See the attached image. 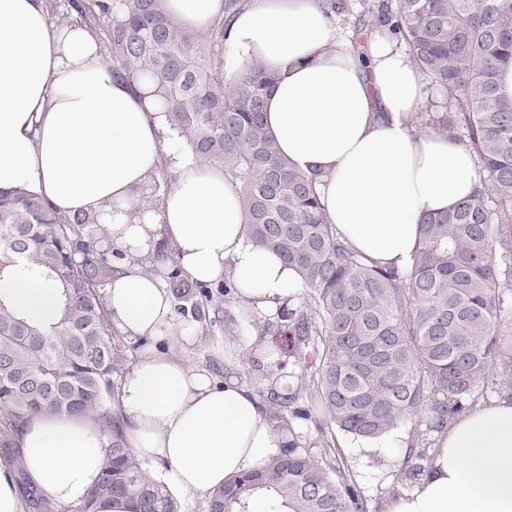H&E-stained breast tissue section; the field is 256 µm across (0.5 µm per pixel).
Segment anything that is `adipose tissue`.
Masks as SVG:
<instances>
[{"mask_svg":"<svg viewBox=\"0 0 512 512\" xmlns=\"http://www.w3.org/2000/svg\"><path fill=\"white\" fill-rule=\"evenodd\" d=\"M182 25L205 28L224 0H164ZM228 42L237 60L275 73L264 123L279 152L323 173L321 203L346 244L375 264L404 268L424 215L448 210L478 183L474 155L448 134L415 133L428 82L395 36H376L360 64L317 0H250ZM170 190L154 195L162 171ZM0 187L48 200L61 214H99L118 267L105 294L128 340L185 342L166 281L176 262L191 279L234 284L252 313L279 319L302 294L295 269L252 244L238 188L200 164L164 115L147 79H114L82 23L54 26L44 0H0ZM51 319L56 293L19 274L0 286ZM241 345L225 346L223 384L186 359L139 353L119 385L128 447L168 461L177 493L205 495L288 445L255 391L235 375ZM414 488L387 512H512V395L435 432ZM107 437L92 415L45 413L18 437L19 461L48 500H82L97 482Z\"/></svg>","mask_w":512,"mask_h":512,"instance_id":"obj_1","label":"adipose tissue"}]
</instances>
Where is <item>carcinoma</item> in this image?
Wrapping results in <instances>:
<instances>
[{
  "label": "carcinoma",
  "mask_w": 512,
  "mask_h": 512,
  "mask_svg": "<svg viewBox=\"0 0 512 512\" xmlns=\"http://www.w3.org/2000/svg\"><path fill=\"white\" fill-rule=\"evenodd\" d=\"M248 0H224L203 31L183 28L163 0H46L54 22L79 18L95 36L112 76L145 75L164 93L167 120L195 156L218 162L241 190L247 235L278 253L302 280L300 303L281 314L300 385L268 388L269 417L322 420L323 454L288 447L263 467L213 491L207 512H368L367 499L336 459L328 433L380 439L411 424L412 443L395 452L429 462L427 435L453 422L483 391H512V102L498 92L512 65V0H359L393 32L437 90L457 104L439 123L478 162L474 193L420 224L404 270L382 268L340 241L320 202L321 175L282 157L261 114L275 75L244 63L224 76L227 34ZM325 17L349 16L353 0H322ZM94 218L61 216L45 200L0 189V283L19 266L57 291L48 327L0 300V446L34 415L92 414L108 442L100 477L86 497L58 512H95L123 496L132 512H182L169 483L128 448L115 380L130 349L114 334L105 288L116 272ZM32 512H52L23 485Z\"/></svg>",
  "instance_id": "1"
}]
</instances>
